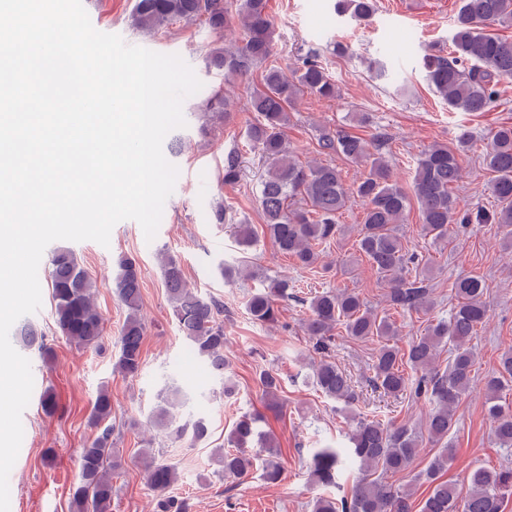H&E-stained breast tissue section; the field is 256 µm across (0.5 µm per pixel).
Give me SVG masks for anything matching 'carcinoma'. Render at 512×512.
Returning a JSON list of instances; mask_svg holds the SVG:
<instances>
[{
  "mask_svg": "<svg viewBox=\"0 0 512 512\" xmlns=\"http://www.w3.org/2000/svg\"><path fill=\"white\" fill-rule=\"evenodd\" d=\"M336 10L364 19L374 12V0H338ZM197 20L205 21L218 33L235 23L241 26L238 45L212 47L206 54L209 67L224 72L226 77H246L273 56L275 29L267 13V0H136L131 14V25L148 33L177 21ZM492 26L512 27V0H462L448 53L439 50L422 58L428 84L453 110L487 111L500 98V82L512 78V41L487 32ZM304 93L322 99H334L338 94L335 82L315 56L309 54L297 60L289 74L275 65L266 68L250 87L249 110L256 119L246 132L248 146L264 168L256 185L265 218L263 234L278 252L294 258L299 267L316 264L317 248L336 239L337 218L354 196L365 205L357 247L387 288V302L406 312L426 314L431 310L427 276L419 270V254L409 249L396 230L410 201H416L422 231L433 241L446 240L456 228L468 224H496L505 239L512 238L511 125L493 132L485 155V166L494 173L490 190L497 206L492 211L464 209L454 193L461 178L458 157L471 144L467 133L461 134L452 147L434 143L419 154L410 193L392 179L380 153L387 142L383 135L366 139L348 133L324 134L319 139L324 153L340 154L367 169L363 179L348 192L336 166H304L290 155L285 133L290 122L288 108ZM199 111L211 120L223 121L231 116L221 90L199 106ZM242 174V154L232 150L224 158V183L234 184ZM234 236L244 251L258 242L249 224L235 225ZM161 267L173 316L193 354L210 373L224 377V394H231L234 386L224 376L228 369L224 305L189 288L176 258L161 254ZM48 276L55 333L78 349H99L104 319L94 302L98 281L74 251L65 247L53 251ZM114 288L127 311L114 369L133 378L141 369L146 332L140 316L141 277L135 259H119ZM484 291L482 279L458 278L454 282L455 305L448 318L430 323L424 335L409 339L403 346L398 343L397 328L354 291L326 288L300 297L288 278L274 276L250 294L248 312L261 324L278 321L280 301L292 300L306 307L304 329L312 351L320 355L312 367V384L324 397L341 404V410H351L356 393L351 378L329 359L338 327L350 338L377 343L369 377L374 391L395 400L423 399L431 406L424 427L419 429L351 416L350 447L316 448L310 455V475L323 489L312 501V512H412L409 486H396L386 477L407 474L423 439L442 441L455 426L457 410L473 385L475 356L471 342L486 318ZM17 332L26 347L43 355L51 352L45 332L36 324L23 321ZM445 346L448 366L441 371L435 362ZM259 382L268 405H277L281 389L278 373L263 370ZM485 387L494 440L498 447L512 449V405L499 403L500 393L512 390L511 351L501 355L498 370L487 378ZM185 402L181 388L169 384L153 412V425L177 440L200 441L208 434V423L203 417L179 422V408ZM111 419L112 396L103 385L88 418L95 436L79 457V483L73 489L71 512H112V479L122 463L113 448ZM260 419L256 413L241 416L230 433L228 447L217 449L216 459L224 477L243 479L259 465L265 481L275 483L280 479L281 468L274 460L276 443L272 435L258 430ZM256 440L264 442L267 458L263 460L252 452ZM345 455L358 461L362 477L353 485L350 496L338 499L330 489L340 488ZM450 459L451 449L446 448L430 461L424 474L429 492L420 512H503L504 501L512 497V468H474L462 495L441 479ZM141 461L146 482L158 497V512H186L185 502L169 495L178 479L176 468L156 461L146 449L141 451Z\"/></svg>",
  "mask_w": 512,
  "mask_h": 512,
  "instance_id": "cac0c4a2",
  "label": "carcinoma"
}]
</instances>
